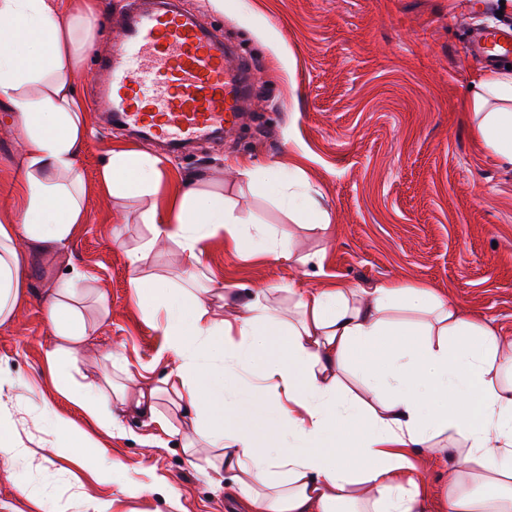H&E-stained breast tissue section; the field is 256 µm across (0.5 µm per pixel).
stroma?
<instances>
[{
  "mask_svg": "<svg viewBox=\"0 0 512 512\" xmlns=\"http://www.w3.org/2000/svg\"><path fill=\"white\" fill-rule=\"evenodd\" d=\"M96 2L97 12L88 16L95 43L76 75L93 129L80 155L86 221L56 253L28 256L27 298L0 324V375L18 382L0 394V414L13 419L28 450L12 470H0V505L8 512H92L93 502L115 491L114 460L140 484L167 478L176 496L124 497L113 512H232L214 484L210 454L184 452L192 425L170 396H161L159 409L172 431L121 410L124 435L110 439L59 389L46 361L54 341L46 295L72 270L86 295L90 344L119 355L113 381L123 382L129 370L142 386H160L175 359L162 350L153 314L132 301L130 257L149 236L141 212L153 198L182 189L187 176L198 175L204 188L233 198L243 221L292 240L289 261L210 240L196 286L214 310H223L228 288L269 290L288 318L295 314L292 287L336 280L359 288L397 284L431 289L512 337V165L488 154L463 109L472 80L486 69L470 52L467 32L512 26V11L503 10L501 0L486 9L470 0H179L224 39L238 35L247 42L254 93L240 128L167 154L91 108L104 78L98 61L113 53L117 38L99 19L122 16L132 0ZM22 141L18 114L0 106L1 206L17 191ZM120 147L158 157L156 197L107 200L98 172ZM235 160L299 169L306 191L331 217L329 230L297 223L237 174ZM189 267L171 243L150 252L141 271L178 282ZM99 292L106 297L104 315L94 302ZM57 415L106 444L110 462L51 453Z\"/></svg>",
  "mask_w": 512,
  "mask_h": 512,
  "instance_id": "obj_1",
  "label": "stroma"
}]
</instances>
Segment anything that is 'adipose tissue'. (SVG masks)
Here are the masks:
<instances>
[{
	"mask_svg": "<svg viewBox=\"0 0 512 512\" xmlns=\"http://www.w3.org/2000/svg\"><path fill=\"white\" fill-rule=\"evenodd\" d=\"M90 41L85 12L60 0H0V102L18 112L25 137L21 207L0 217V323L27 294L28 253L66 244L84 221L79 154L91 130L74 78ZM467 108L484 148L512 164V71L478 75ZM99 177L120 200L156 194L160 174L149 153L117 150ZM265 183L296 218L328 226L289 169L269 166ZM141 221L150 236L131 257L130 286L176 360L163 389L131 400L121 386L71 383L64 366L88 340L73 304L76 281L63 279L47 294L55 336L47 360L59 387L107 432L118 429L107 411L114 399L170 427L156 400L171 392L194 416L185 451L222 449L224 491L238 512H427L418 454L451 460L459 472L448 512H512V352L495 325L465 317L426 288L340 282L293 289V321L263 291L225 294L235 316L221 318L201 293L143 276L142 260L171 242L195 261L217 237L236 251L288 259L290 239L244 228L230 198L190 186L151 205ZM414 310L427 321H397V312ZM232 334L242 342L230 351L224 340ZM252 371L267 396L241 395V376ZM228 394L239 398V417L224 416ZM263 427L276 432L266 446L256 438Z\"/></svg>",
	"mask_w": 512,
	"mask_h": 512,
	"instance_id": "obj_1",
	"label": "adipose tissue"
}]
</instances>
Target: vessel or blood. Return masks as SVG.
<instances>
[{"mask_svg":"<svg viewBox=\"0 0 512 512\" xmlns=\"http://www.w3.org/2000/svg\"><path fill=\"white\" fill-rule=\"evenodd\" d=\"M120 39L104 61L99 107L121 124L169 144L231 131L251 94L241 79L246 63L196 16L158 0L118 23ZM474 49L485 56L512 55V32L480 30Z\"/></svg>","mask_w":512,"mask_h":512,"instance_id":"1","label":"vessel or blood"}]
</instances>
